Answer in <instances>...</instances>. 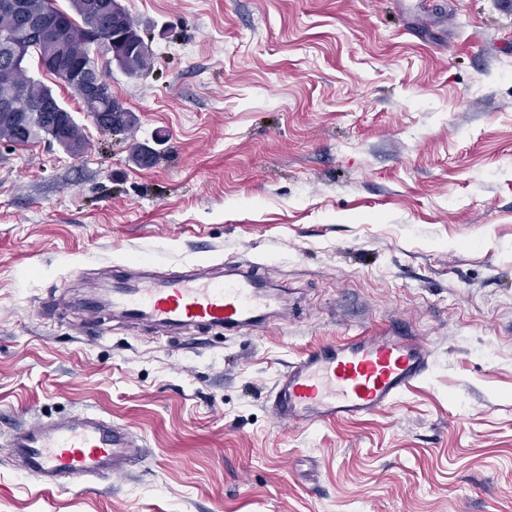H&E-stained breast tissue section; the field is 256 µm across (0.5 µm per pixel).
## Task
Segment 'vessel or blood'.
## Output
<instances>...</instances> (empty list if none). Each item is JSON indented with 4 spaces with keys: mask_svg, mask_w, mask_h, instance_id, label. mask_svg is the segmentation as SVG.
Returning a JSON list of instances; mask_svg holds the SVG:
<instances>
[{
    "mask_svg": "<svg viewBox=\"0 0 512 512\" xmlns=\"http://www.w3.org/2000/svg\"><path fill=\"white\" fill-rule=\"evenodd\" d=\"M275 297L249 269L227 275L129 273L112 306L133 323L212 327L245 333L271 317ZM432 347L408 330L363 332L307 351L278 377L270 413L280 424L311 427L357 420L401 400L431 367ZM21 474L45 491L127 476L144 452L131 432L95 413L37 420L11 441Z\"/></svg>",
    "mask_w": 512,
    "mask_h": 512,
    "instance_id": "b4317fda",
    "label": "vessel or blood"
}]
</instances>
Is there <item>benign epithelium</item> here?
Listing matches in <instances>:
<instances>
[{
	"mask_svg": "<svg viewBox=\"0 0 512 512\" xmlns=\"http://www.w3.org/2000/svg\"><path fill=\"white\" fill-rule=\"evenodd\" d=\"M0 12L22 21L24 36L21 42H10L0 48L6 64L19 72L27 71V60L32 52H37L41 67L56 75L67 86L77 88L85 97H99L108 92L103 80H86L84 61L76 54L66 25L54 16H30L23 0H6L0 4ZM112 19L108 15H96L86 28L87 38L99 39L104 53L112 54V39L109 38V26ZM0 112H8L14 118L21 119L32 112H57L61 118L60 126L69 128L71 116L67 110L57 106L51 97L30 100L19 105L14 96L0 97Z\"/></svg>",
	"mask_w": 512,
	"mask_h": 512,
	"instance_id": "7a95c632",
	"label": "benign epithelium"
}]
</instances>
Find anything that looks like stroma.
I'll return each instance as SVG.
<instances>
[{
  "instance_id": "35a3bbf8",
  "label": "stroma",
  "mask_w": 512,
  "mask_h": 512,
  "mask_svg": "<svg viewBox=\"0 0 512 512\" xmlns=\"http://www.w3.org/2000/svg\"><path fill=\"white\" fill-rule=\"evenodd\" d=\"M121 3L154 65L97 62L138 126L101 132L33 56L89 148L0 140V512H512V0ZM140 259L249 260L288 306L245 334L89 321ZM400 322L433 351L401 402L272 418L290 362ZM83 411L143 463L41 491L10 433Z\"/></svg>"
}]
</instances>
